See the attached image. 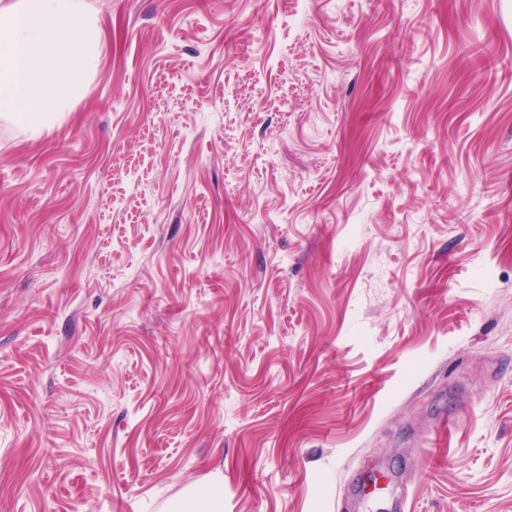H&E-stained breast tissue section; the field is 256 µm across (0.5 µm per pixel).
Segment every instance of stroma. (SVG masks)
Returning a JSON list of instances; mask_svg holds the SVG:
<instances>
[{
	"instance_id": "35a3bbf8",
	"label": "stroma",
	"mask_w": 512,
	"mask_h": 512,
	"mask_svg": "<svg viewBox=\"0 0 512 512\" xmlns=\"http://www.w3.org/2000/svg\"><path fill=\"white\" fill-rule=\"evenodd\" d=\"M0 117V512H512V0H86ZM191 502L193 505L192 511H222L220 489L215 485L196 489L191 496Z\"/></svg>"
}]
</instances>
